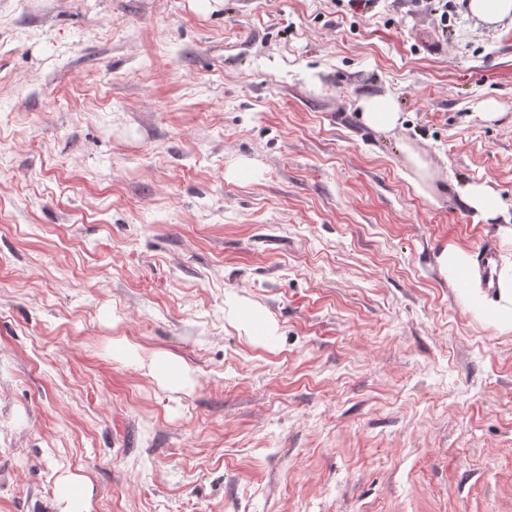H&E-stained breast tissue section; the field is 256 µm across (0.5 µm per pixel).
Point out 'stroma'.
Instances as JSON below:
<instances>
[{
    "mask_svg": "<svg viewBox=\"0 0 512 512\" xmlns=\"http://www.w3.org/2000/svg\"><path fill=\"white\" fill-rule=\"evenodd\" d=\"M451 246L512 258V15L0 0V512H512V330ZM357 105L364 123L377 131L392 130L402 121L401 112L392 96L364 95ZM404 150L408 152L409 158L412 162L413 172L415 175V177L412 178V181L415 187L420 193L429 196L427 189L431 187L433 180V173L429 164L421 157L419 152L414 151L408 145H405ZM463 193L469 205L481 214H490L498 209V197L484 184H468ZM440 269L447 277L456 278L461 272L469 269V255L457 248H444L438 257ZM150 368L154 376L171 390L181 388L185 382V367L164 355L153 357ZM56 499L59 512H89L86 488L77 476L64 475L58 480Z\"/></svg>",
    "mask_w": 512,
    "mask_h": 512,
    "instance_id": "obj_1",
    "label": "stroma"
}]
</instances>
